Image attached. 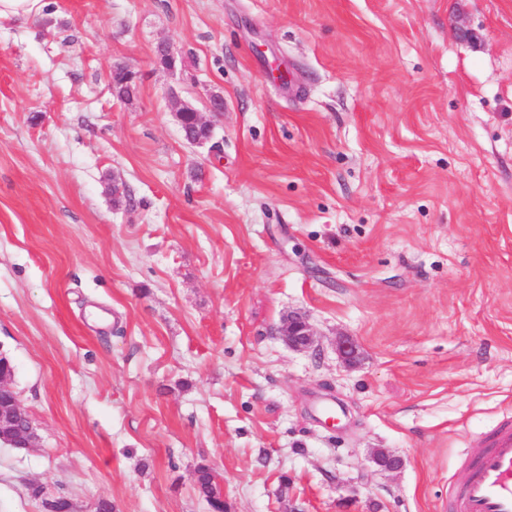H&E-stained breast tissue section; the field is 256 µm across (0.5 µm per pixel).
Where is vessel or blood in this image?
Returning a JSON list of instances; mask_svg holds the SVG:
<instances>
[{
	"label": "vessel or blood",
	"instance_id": "obj_1",
	"mask_svg": "<svg viewBox=\"0 0 512 512\" xmlns=\"http://www.w3.org/2000/svg\"><path fill=\"white\" fill-rule=\"evenodd\" d=\"M448 512H512V422L472 448L463 484L448 493Z\"/></svg>",
	"mask_w": 512,
	"mask_h": 512
}]
</instances>
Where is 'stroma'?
<instances>
[{
    "instance_id": "stroma-1",
    "label": "stroma",
    "mask_w": 512,
    "mask_h": 512,
    "mask_svg": "<svg viewBox=\"0 0 512 512\" xmlns=\"http://www.w3.org/2000/svg\"><path fill=\"white\" fill-rule=\"evenodd\" d=\"M214 95L189 145L171 100ZM0 353L37 435L0 512H210L202 465L225 512H444L512 420V0L0 16ZM278 335L295 351L316 350L318 347L316 335L307 320L298 313H290L281 322ZM197 475L199 493L206 499L213 511L224 512V510L219 511V509L224 508L220 499L221 495L223 496L220 475L206 465L198 467Z\"/></svg>"
}]
</instances>
